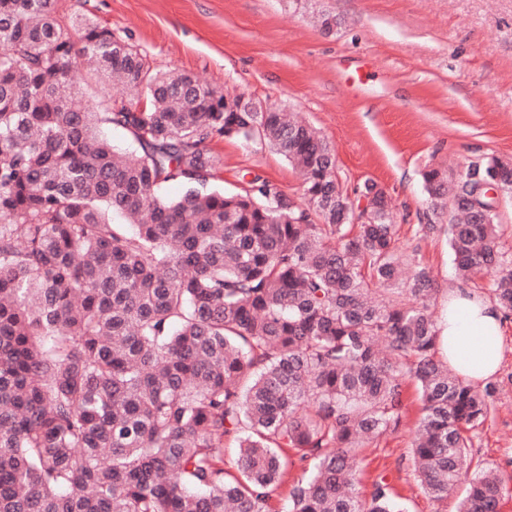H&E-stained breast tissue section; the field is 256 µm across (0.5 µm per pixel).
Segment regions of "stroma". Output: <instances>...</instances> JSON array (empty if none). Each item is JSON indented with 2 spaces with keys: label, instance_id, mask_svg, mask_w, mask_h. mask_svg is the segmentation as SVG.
<instances>
[{
  "label": "stroma",
  "instance_id": "1",
  "mask_svg": "<svg viewBox=\"0 0 512 512\" xmlns=\"http://www.w3.org/2000/svg\"><path fill=\"white\" fill-rule=\"evenodd\" d=\"M60 17H88L119 32L162 70L200 76L217 90L287 105L333 144L346 189L365 180L393 199L399 245L418 249L444 289L458 286L444 237H420L428 209L422 172L459 178L469 162H512V0H54ZM341 23L323 32L317 19ZM215 189L241 190L258 174L293 198L302 179L269 148L217 138ZM500 388L492 417L473 438L484 465L512 471V317L503 322ZM421 416L414 385L394 433L359 451L363 491L386 480L408 512H456L431 499L412 462Z\"/></svg>",
  "mask_w": 512,
  "mask_h": 512
}]
</instances>
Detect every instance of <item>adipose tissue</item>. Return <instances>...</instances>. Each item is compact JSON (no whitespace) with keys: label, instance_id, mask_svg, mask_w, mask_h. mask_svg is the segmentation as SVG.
<instances>
[{"label":"adipose tissue","instance_id":"ef3b65f1","mask_svg":"<svg viewBox=\"0 0 512 512\" xmlns=\"http://www.w3.org/2000/svg\"><path fill=\"white\" fill-rule=\"evenodd\" d=\"M447 307L441 343L449 367L470 383L489 381L501 366V311L484 295L459 288L449 289Z\"/></svg>","mask_w":512,"mask_h":512}]
</instances>
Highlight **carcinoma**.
Masks as SVG:
<instances>
[{"label": "carcinoma", "instance_id": "carcinoma-1", "mask_svg": "<svg viewBox=\"0 0 512 512\" xmlns=\"http://www.w3.org/2000/svg\"><path fill=\"white\" fill-rule=\"evenodd\" d=\"M86 63L129 96L88 111ZM224 98L157 71L127 35L59 20L52 0H0V512H270L283 448L302 470L286 512H403L383 479L360 491L356 457L399 425L410 381L424 492L466 482L457 512H499L512 475L471 453L499 388L437 357L438 283L418 253L397 255L386 193L344 190L333 146L285 108L230 112ZM101 123L136 148H114ZM224 137L299 169L302 201L257 174L212 188L208 143ZM423 181L448 223L419 232L445 235L458 277L489 276L511 316L512 253L486 185L511 198L512 166L482 159L457 181L429 167ZM367 196L373 219L355 224ZM226 437L240 480L225 476Z\"/></svg>", "mask_w": 512, "mask_h": 512}]
</instances>
